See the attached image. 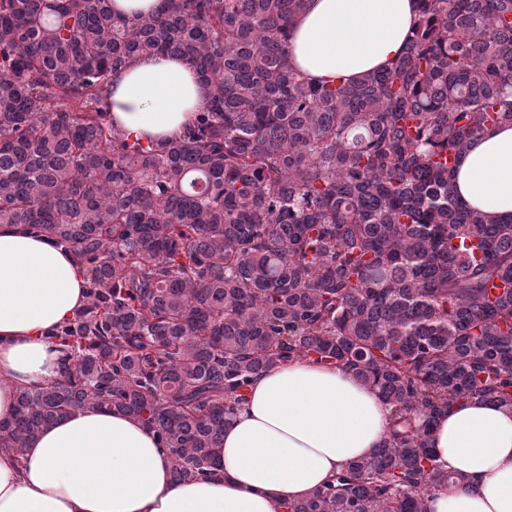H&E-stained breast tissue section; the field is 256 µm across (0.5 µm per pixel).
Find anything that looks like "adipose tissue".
Returning a JSON list of instances; mask_svg holds the SVG:
<instances>
[{
	"label": "adipose tissue",
	"instance_id": "obj_1",
	"mask_svg": "<svg viewBox=\"0 0 512 512\" xmlns=\"http://www.w3.org/2000/svg\"><path fill=\"white\" fill-rule=\"evenodd\" d=\"M416 0H304L289 61L304 80L352 81L402 52ZM115 127L131 137L182 135L207 103L185 60L146 55L115 76ZM461 199L490 219L512 217V125L481 133L459 158ZM75 256L16 224H0V419L19 389L56 381L63 355L49 332L85 302ZM391 411L339 368L295 360L251 382L224 426L223 475L173 483L152 430L120 412L87 409L0 452V512H285L283 505L368 456ZM436 462L466 490L436 492L428 512H512V408L453 405L432 435Z\"/></svg>",
	"mask_w": 512,
	"mask_h": 512
}]
</instances>
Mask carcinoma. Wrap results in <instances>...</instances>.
Segmentation results:
<instances>
[{"instance_id":"obj_1","label":"carcinoma","mask_w":512,"mask_h":512,"mask_svg":"<svg viewBox=\"0 0 512 512\" xmlns=\"http://www.w3.org/2000/svg\"><path fill=\"white\" fill-rule=\"evenodd\" d=\"M303 0H0V224L69 248L86 304L51 337L61 378L17 392L0 451L118 411L173 482L212 477L249 382L294 359L373 387L392 430L287 512H428L468 478L436 419L512 407V219L456 194L457 159L512 124V0H419L390 67L308 82L288 62ZM186 59L208 108L182 137L115 129L112 75ZM159 0H112V11L116 15L131 17L147 15L156 11Z\"/></svg>"}]
</instances>
